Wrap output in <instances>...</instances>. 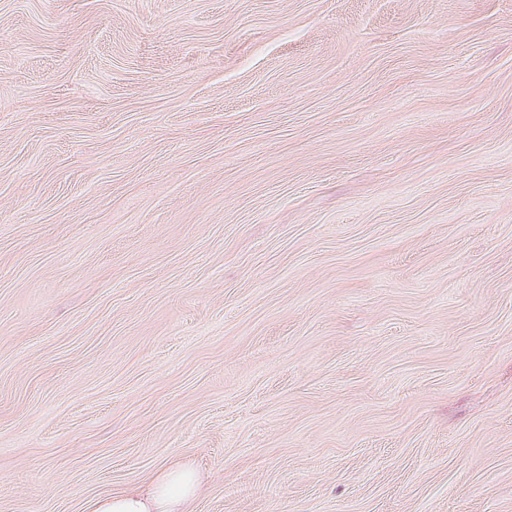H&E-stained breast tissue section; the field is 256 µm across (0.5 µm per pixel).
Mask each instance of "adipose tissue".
Listing matches in <instances>:
<instances>
[{"instance_id": "adipose-tissue-1", "label": "adipose tissue", "mask_w": 512, "mask_h": 512, "mask_svg": "<svg viewBox=\"0 0 512 512\" xmlns=\"http://www.w3.org/2000/svg\"><path fill=\"white\" fill-rule=\"evenodd\" d=\"M201 485L192 466L176 463L165 467L146 486H132L101 497L92 512H188Z\"/></svg>"}]
</instances>
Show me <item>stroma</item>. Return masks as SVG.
<instances>
[{
  "label": "stroma",
  "mask_w": 512,
  "mask_h": 512,
  "mask_svg": "<svg viewBox=\"0 0 512 512\" xmlns=\"http://www.w3.org/2000/svg\"><path fill=\"white\" fill-rule=\"evenodd\" d=\"M512 512V0H0V512ZM200 485L192 466L171 464L144 487L131 486L99 498L92 512H190Z\"/></svg>",
  "instance_id": "1"
}]
</instances>
